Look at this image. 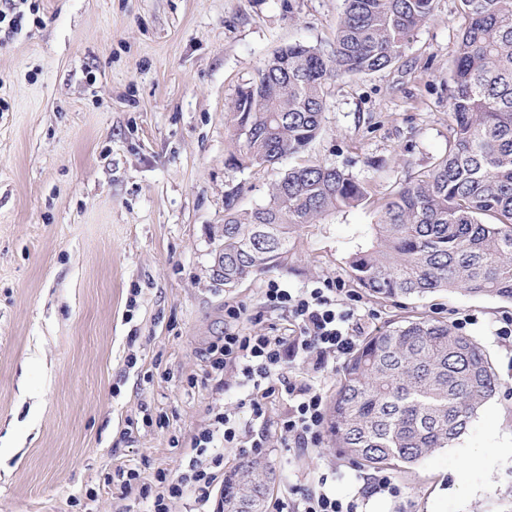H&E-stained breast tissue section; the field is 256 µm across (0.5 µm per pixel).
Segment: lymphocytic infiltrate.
<instances>
[{"instance_id": "obj_1", "label": "lymphocytic infiltrate", "mask_w": 512, "mask_h": 512, "mask_svg": "<svg viewBox=\"0 0 512 512\" xmlns=\"http://www.w3.org/2000/svg\"><path fill=\"white\" fill-rule=\"evenodd\" d=\"M265 296L269 305L287 309L297 322L300 334L295 340L264 334L226 333L221 342L209 349L210 375L222 377L235 370L251 394L241 399L254 418L264 414L260 395L278 393L288 401V410L278 428L285 440L298 448L317 447L325 428V400L315 385H296L287 371L289 356H302L315 370H323L329 361L348 358L357 345L354 326L358 320L354 304L345 302L342 290L331 282L293 293L278 283H268ZM240 440L238 422L227 413L216 414L208 427L192 439L193 456L187 468L171 475L158 472L154 482L141 481L137 471L118 469L116 477L122 489L138 488L142 498L151 500V512H169L171 501L182 498L185 491H198L200 502H208L210 490L220 479L212 471L205 454L216 443L237 447ZM275 512H357L354 502L321 491L303 490L288 504H277Z\"/></svg>"}]
</instances>
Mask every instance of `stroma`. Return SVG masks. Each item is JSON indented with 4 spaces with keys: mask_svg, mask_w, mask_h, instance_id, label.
<instances>
[{
    "mask_svg": "<svg viewBox=\"0 0 512 512\" xmlns=\"http://www.w3.org/2000/svg\"><path fill=\"white\" fill-rule=\"evenodd\" d=\"M458 0H438L402 60L333 82L305 159L349 170L371 191L349 224H306L286 270L225 287L214 274L224 193L267 202L285 164L237 167L229 107L282 47L329 50L343 0H19L21 31L0 30V512H146L117 467L143 481L184 469L213 412L238 415L242 443L265 436L270 500L294 485L356 501L358 512H512V304L444 292L363 296L360 336L402 316L454 324L490 353L496 395L455 445L393 474L328 444L286 448L284 397L252 419L233 375L209 377L229 327L295 336L265 303L268 282L352 288L340 248L405 178L444 154ZM326 485H319V478Z\"/></svg>",
    "mask_w": 512,
    "mask_h": 512,
    "instance_id": "obj_1",
    "label": "stroma"
}]
</instances>
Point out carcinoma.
Returning <instances> with one entry per match:
<instances>
[{
	"mask_svg": "<svg viewBox=\"0 0 512 512\" xmlns=\"http://www.w3.org/2000/svg\"><path fill=\"white\" fill-rule=\"evenodd\" d=\"M436 2L343 0L330 50L296 42L275 54L230 106L239 143L232 165H275L303 153L321 134L331 82L398 63ZM459 2L452 144L343 244L350 279L377 299L457 291L512 303V0ZM237 198L236 189L224 195L226 288L288 269L301 226L347 223L370 191L343 169L309 161L289 168L266 204L241 211ZM498 387L477 339L407 317L366 337L347 359L326 409L330 446L369 470L405 472L457 442ZM273 480L269 465L247 460L224 474V488L266 512Z\"/></svg>",
	"mask_w": 512,
	"mask_h": 512,
	"instance_id": "cac0c4a2",
	"label": "carcinoma"
}]
</instances>
